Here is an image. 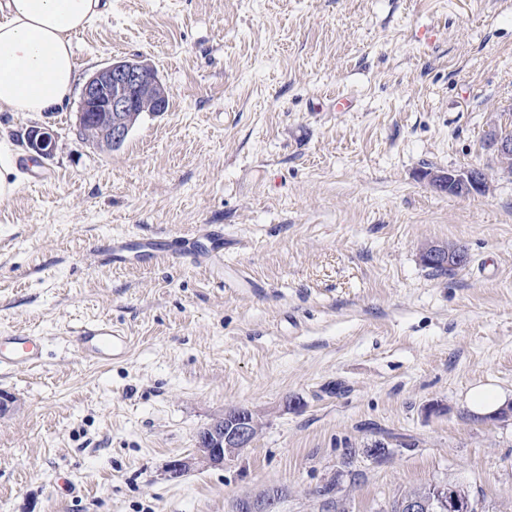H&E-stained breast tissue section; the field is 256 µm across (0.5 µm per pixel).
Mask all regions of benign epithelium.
Segmentation results:
<instances>
[{"label":"benign epithelium","instance_id":"7a95c632","mask_svg":"<svg viewBox=\"0 0 512 512\" xmlns=\"http://www.w3.org/2000/svg\"><path fill=\"white\" fill-rule=\"evenodd\" d=\"M169 101L168 91L152 66L136 58L116 60L96 70L86 81L82 91L79 125L86 136H95L109 148L123 145L132 131L126 113L154 107L163 112ZM490 144L498 163L512 166V139L494 131ZM28 146L40 158L53 155L55 140L47 129H33L28 135ZM427 178L437 190L463 195L481 192L486 174L477 168L430 172ZM425 251L441 265L457 270L466 265L467 252L448 251L444 245L431 244ZM261 429L256 412L248 406H233L200 428L194 437V451L189 456L168 462L167 480L177 482L195 467L216 468L251 447ZM405 512H474L475 505L468 492L457 487L452 494L439 487L434 495L411 494L403 504Z\"/></svg>","mask_w":512,"mask_h":512}]
</instances>
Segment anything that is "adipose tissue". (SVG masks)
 <instances>
[{
    "label": "adipose tissue",
    "instance_id": "obj_1",
    "mask_svg": "<svg viewBox=\"0 0 512 512\" xmlns=\"http://www.w3.org/2000/svg\"><path fill=\"white\" fill-rule=\"evenodd\" d=\"M107 0H0V105L45 114L73 88V38L106 18Z\"/></svg>",
    "mask_w": 512,
    "mask_h": 512
}]
</instances>
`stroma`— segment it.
I'll return each mask as SVG.
<instances>
[{
  "mask_svg": "<svg viewBox=\"0 0 512 512\" xmlns=\"http://www.w3.org/2000/svg\"><path fill=\"white\" fill-rule=\"evenodd\" d=\"M111 2L74 39L63 108L0 106L19 181L0 198V332L43 346L0 372L17 399L0 512H236L272 488L274 512H388L447 483L512 512V417L465 400L512 391V171L488 144L512 129V0ZM135 57L169 107L113 151L81 133L80 86ZM468 168L485 192L421 177ZM206 229L224 249L195 262L102 261L116 236ZM427 242L467 265L431 275ZM101 320L131 336L125 359L78 352L69 329ZM235 405L261 417L252 446L168 481ZM28 146L40 158H49L53 155L55 140L53 134L47 129H32L28 135ZM505 402V396L492 385H476L467 394L470 411L476 414H487Z\"/></svg>",
  "mask_w": 512,
  "mask_h": 512,
  "instance_id": "35a3bbf8",
  "label": "stroma"
}]
</instances>
